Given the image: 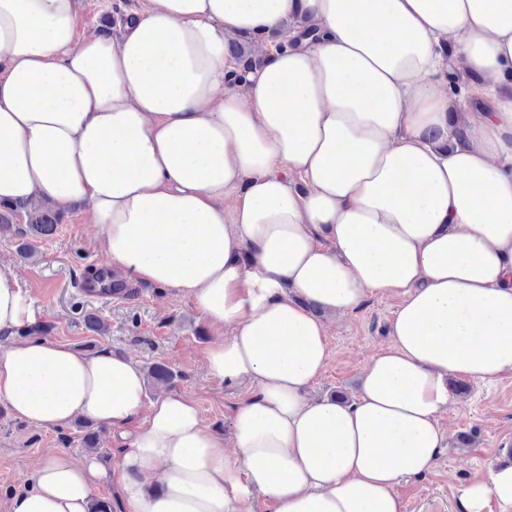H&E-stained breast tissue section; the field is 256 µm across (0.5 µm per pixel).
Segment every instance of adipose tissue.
<instances>
[{"mask_svg":"<svg viewBox=\"0 0 512 512\" xmlns=\"http://www.w3.org/2000/svg\"><path fill=\"white\" fill-rule=\"evenodd\" d=\"M78 0H0V202L84 204L108 267L189 298L219 338L208 373L248 384L230 434L139 362L47 339L0 349V403L43 429L105 424L115 464L48 455L12 512H404L456 401L512 371V0H146L119 39L78 36ZM293 20L314 39L276 48ZM252 42L262 63L228 52ZM483 100L449 144L461 98ZM401 295L359 393L310 397L319 311ZM36 301L0 265V332ZM465 512H512V465Z\"/></svg>","mask_w":512,"mask_h":512,"instance_id":"obj_1","label":"adipose tissue"}]
</instances>
